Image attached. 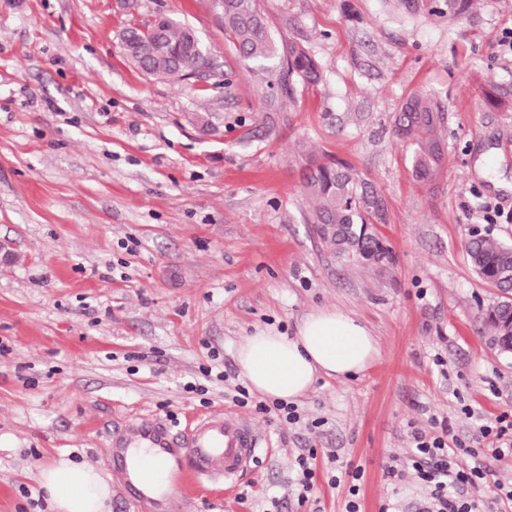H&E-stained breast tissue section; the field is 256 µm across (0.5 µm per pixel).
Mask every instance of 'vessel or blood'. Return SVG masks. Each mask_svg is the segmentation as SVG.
I'll return each instance as SVG.
<instances>
[{"label": "vessel or blood", "instance_id": "vessel-or-blood-1", "mask_svg": "<svg viewBox=\"0 0 512 512\" xmlns=\"http://www.w3.org/2000/svg\"><path fill=\"white\" fill-rule=\"evenodd\" d=\"M133 448L145 449V456L130 460ZM258 450L251 422L220 408L195 415L177 434L159 419L129 424L112 439V464L126 492L150 501L152 512H168L166 502L152 496L164 481L165 463H177L181 479L196 484H229L257 461Z\"/></svg>", "mask_w": 512, "mask_h": 512}]
</instances>
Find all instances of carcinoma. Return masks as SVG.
I'll use <instances>...</instances> for the list:
<instances>
[{
    "label": "carcinoma",
    "instance_id": "1",
    "mask_svg": "<svg viewBox=\"0 0 512 512\" xmlns=\"http://www.w3.org/2000/svg\"><path fill=\"white\" fill-rule=\"evenodd\" d=\"M406 11L457 21L465 17L473 0H397ZM224 32L237 57L248 69L263 76L258 95L271 107L293 102L297 84L321 80L317 60L302 45L275 37L260 0H211ZM126 39L139 41L173 62L171 77L213 67L209 49L188 24L169 16L142 31L130 25L123 29ZM397 138L413 148V167L424 184L444 174L445 105L427 92L410 96L394 118ZM309 204L306 223L321 243L342 264L381 269L369 253L392 250L374 239L361 236L362 225L386 222L385 206L373 187L348 163L336 159L315 165L305 182ZM476 274L498 291L512 293V245L490 236L476 235L466 245ZM492 335L501 336L502 323L512 320V299L503 296L483 314Z\"/></svg>",
    "mask_w": 512,
    "mask_h": 512
}]
</instances>
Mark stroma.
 Masks as SVG:
<instances>
[{"mask_svg":"<svg viewBox=\"0 0 512 512\" xmlns=\"http://www.w3.org/2000/svg\"><path fill=\"white\" fill-rule=\"evenodd\" d=\"M277 38L320 62L285 111L231 49L210 0H0V512H49L35 476L67 453L111 474L113 432L143 415L173 428L243 383L235 354L260 329L294 334L316 308L366 323L380 356L320 379L289 425L253 408L251 471L190 486L173 512H345L341 466H361L360 512H421L413 435L512 411V355L482 315L499 298L474 272L472 235L512 241V0L461 22L394 0H261ZM190 24L213 69L155 79L118 44L133 19ZM425 90L447 107L448 169L419 185L394 115ZM351 164L382 196L395 260L338 262L304 221L309 167ZM317 451L316 489L293 493ZM467 495L490 512L512 459L484 455ZM394 466L399 478L389 477ZM296 458L295 494L298 504H305L316 485V453L313 448L303 449Z\"/></svg>","mask_w":512,"mask_h":512,"instance_id":"obj_1","label":"stroma"}]
</instances>
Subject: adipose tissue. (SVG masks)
<instances>
[{"label":"adipose tissue","instance_id":"1","mask_svg":"<svg viewBox=\"0 0 512 512\" xmlns=\"http://www.w3.org/2000/svg\"><path fill=\"white\" fill-rule=\"evenodd\" d=\"M379 354L364 323L340 309L321 308L305 315L294 335L264 329L243 337L236 360L252 390L291 403L319 378L346 380L366 371ZM37 482L51 512H110L111 482L92 465L62 454L40 469Z\"/></svg>","mask_w":512,"mask_h":512}]
</instances>
